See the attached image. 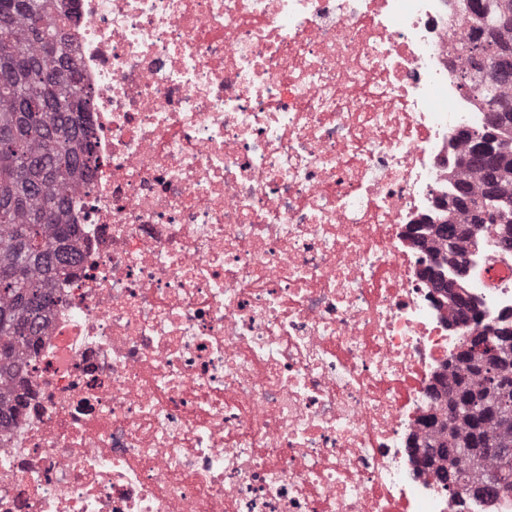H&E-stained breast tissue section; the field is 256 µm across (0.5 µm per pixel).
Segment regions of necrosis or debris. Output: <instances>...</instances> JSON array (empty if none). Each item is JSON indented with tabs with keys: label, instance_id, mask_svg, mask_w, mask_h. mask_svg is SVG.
Wrapping results in <instances>:
<instances>
[{
	"label": "necrosis or debris",
	"instance_id": "4bbe7bcc",
	"mask_svg": "<svg viewBox=\"0 0 512 512\" xmlns=\"http://www.w3.org/2000/svg\"><path fill=\"white\" fill-rule=\"evenodd\" d=\"M458 0H66L80 262L0 424V512H453L410 452L463 341L406 233L465 129ZM483 322L512 255L465 246Z\"/></svg>",
	"mask_w": 512,
	"mask_h": 512
}]
</instances>
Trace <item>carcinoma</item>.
Listing matches in <instances>:
<instances>
[{"label": "carcinoma", "instance_id": "obj_1", "mask_svg": "<svg viewBox=\"0 0 512 512\" xmlns=\"http://www.w3.org/2000/svg\"><path fill=\"white\" fill-rule=\"evenodd\" d=\"M512 0H461L459 26L469 36L458 41L454 55L463 61L462 85L496 116L498 160L480 154L479 133L461 136L462 172L451 184L449 211L463 223L448 220L447 233L432 240L459 257L469 240L480 244L472 224L493 223L499 210L512 224V80L498 76L499 59L512 53V23L501 19ZM71 18L56 0H0V383L19 376L23 356L31 351L53 303L57 271L78 262L73 244L68 192L88 169L92 146L85 114L90 92L79 69L69 32ZM492 348L477 354L459 352L448 362L453 382L444 385L448 417H426L427 434L411 442L424 450L449 447L482 463L498 467L489 445L512 448V346L505 349L497 333ZM440 463L437 475L455 470L454 453L425 460Z\"/></svg>", "mask_w": 512, "mask_h": 512}]
</instances>
